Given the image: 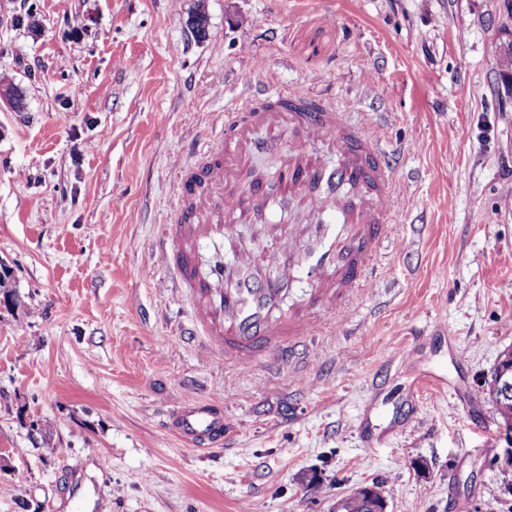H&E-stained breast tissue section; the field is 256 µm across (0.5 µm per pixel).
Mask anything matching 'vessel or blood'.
<instances>
[{"label": "vessel or blood", "instance_id": "vessel-or-blood-1", "mask_svg": "<svg viewBox=\"0 0 512 512\" xmlns=\"http://www.w3.org/2000/svg\"><path fill=\"white\" fill-rule=\"evenodd\" d=\"M289 126L303 137L291 153L303 156L309 146L324 145L340 155L338 164L318 168L321 185L313 205L319 223L292 226L293 237L304 246L285 242L273 266L237 256L201 265L199 246L205 241L232 237L233 227L247 223L250 207L234 191V176L248 166L250 154L270 148L257 130ZM308 166L288 168V179L259 185L253 206L272 211L284 207L288 195L306 185ZM356 184L364 198L348 212L337 208L342 186ZM178 212L166 225L167 245L162 256L179 278L190 302L193 331L217 358L253 366L275 356L283 364L296 361L297 349L307 337L321 332V319L345 309L372 275L381 247L391 234L389 203L394 182L379 141L366 127L352 130L339 113L307 93H278L276 99L239 97L217 133L216 143L197 162L176 174ZM310 290L304 301L287 305L300 282ZM168 430L197 449L224 445V409L217 402L177 405L167 415Z\"/></svg>", "mask_w": 512, "mask_h": 512}]
</instances>
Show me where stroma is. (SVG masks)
I'll use <instances>...</instances> for the list:
<instances>
[{
	"instance_id": "obj_1",
	"label": "stroma",
	"mask_w": 512,
	"mask_h": 512,
	"mask_svg": "<svg viewBox=\"0 0 512 512\" xmlns=\"http://www.w3.org/2000/svg\"><path fill=\"white\" fill-rule=\"evenodd\" d=\"M510 47L512 0H0V512H336L372 484L512 512ZM271 75L378 131L394 230L300 367L248 370L203 354L159 244L176 164ZM307 211L233 234L264 262ZM206 399L216 450L165 426ZM512 352H507L501 356L497 371L494 372L492 385L500 392L501 395H510L512 393ZM489 397L496 406V410L503 421L512 420V395L500 397L499 394L494 395L489 392Z\"/></svg>"
}]
</instances>
